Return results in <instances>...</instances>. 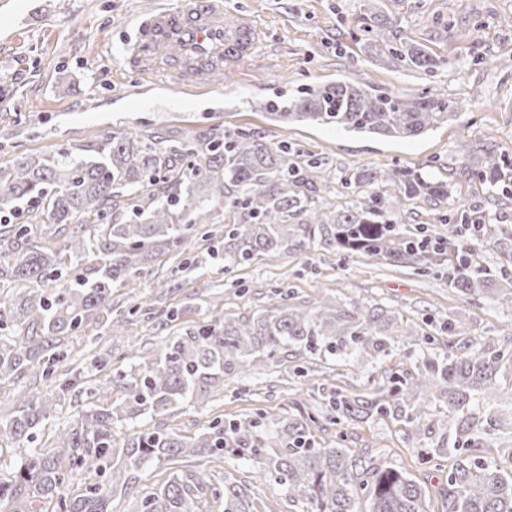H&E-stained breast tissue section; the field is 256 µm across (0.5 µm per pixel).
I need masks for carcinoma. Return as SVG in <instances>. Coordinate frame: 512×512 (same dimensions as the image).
I'll return each mask as SVG.
<instances>
[{
    "instance_id": "obj_1",
    "label": "carcinoma",
    "mask_w": 512,
    "mask_h": 512,
    "mask_svg": "<svg viewBox=\"0 0 512 512\" xmlns=\"http://www.w3.org/2000/svg\"><path fill=\"white\" fill-rule=\"evenodd\" d=\"M377 58L402 68L432 70L440 63L422 44L391 41L393 19L367 0ZM461 101L442 93H379L354 78L339 79L303 92L270 108L272 119L390 140H412L448 122ZM469 179L495 192L512 191L509 151H492ZM340 180L369 188L352 203L336 208L318 204L309 191L316 181ZM407 199L450 201L452 188L420 169L395 166L359 168L341 178L302 165L288 147L274 148L258 137L226 129L157 148L129 132H114L95 154L75 157L25 156L0 167V280L34 283L18 288L0 305V381L27 374L51 378L60 362L61 342L99 319L112 306V288L140 274L144 261L176 251L185 242L182 225L193 224L210 206L229 243L224 262L244 265L293 246L347 257L362 255L376 263L412 267L425 274H448V285L467 302L491 294L512 305V237L500 233L487 211H456L462 224L482 226L480 234L494 244L495 270L479 263L477 251L458 249L457 224L433 234L415 235L402 227L389 188ZM128 196L132 217L112 221ZM72 225L60 248L38 245L33 221ZM89 224L98 225L92 231ZM67 270L74 279L51 293L41 289L50 276ZM395 317L372 304L355 307L348 324L336 320L321 304L313 313L282 305L273 313L189 328L165 349L140 358L133 376L112 374L129 383L120 404H92L76 425L58 436L46 451L32 450L0 481V512H108L110 501L135 489L138 474L151 464H178L188 458H221L228 453L257 467L260 477L288 487L311 512H434L430 492L411 474L389 466H373L341 448L318 446L310 424L316 419L300 410L286 419L264 412L253 418L216 420L204 431L182 436L161 427L139 431L134 423L186 402H200L224 376L242 375L258 362H276L288 347L313 353H336V343L383 351L403 336L418 346L429 340L414 325L399 330ZM512 359V341L490 351L462 346L456 355L428 360L415 373L392 376L372 399L332 397L330 420L336 424L365 420L373 413L392 416L410 427L421 441L417 408L443 402L458 415L456 443L476 446L479 428L474 408L492 386L499 365ZM71 382L56 379L42 393L20 398L15 414L0 418V444L27 445ZM126 429L118 445L112 429ZM76 473L102 481L66 496L61 489ZM444 512H512V467L482 464L457 455L440 489ZM138 512H256L249 486L217 485L203 472L180 469L167 481L139 495Z\"/></svg>"
}]
</instances>
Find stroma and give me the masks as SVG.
<instances>
[{"label":"stroma","instance_id":"obj_1","mask_svg":"<svg viewBox=\"0 0 512 512\" xmlns=\"http://www.w3.org/2000/svg\"><path fill=\"white\" fill-rule=\"evenodd\" d=\"M160 0H0V167L22 155H53L65 149L89 155L115 131H129L168 147L190 136L232 128L286 146L340 174L364 166H431L455 184L454 204L423 199L401 203L406 227H441L451 207L492 206L485 187L459 173L461 164L483 163L486 151L512 149V28L498 26L512 14V0H378L396 18L393 37L407 38L441 56L432 72L408 71L376 62L355 40L366 25L364 0H227L248 15L259 31L254 56L216 73L209 82L178 88L125 70L113 52L132 19ZM482 64L468 65V58ZM352 77L384 93L441 91L463 97L478 90L472 105L448 124L411 141L366 137L330 126L271 120L267 103L285 100L336 79ZM289 290L282 300L281 290ZM155 300L152 316H138L139 342L153 350L185 329L223 317H252L281 304L307 313L328 304L352 313L368 302L395 313L431 337L411 346L396 337L386 351L355 355L312 354L295 346L280 361L260 364L244 379L217 384L207 399L156 416L154 425L194 435L215 419L240 418L263 409L288 416L297 405L326 407L331 393L367 399L396 373L412 372L429 357L456 354L467 342L491 348L512 340V308L493 300L469 304L445 277L409 267L350 259L319 250L288 249L260 256L233 269L224 267V227L195 224L178 252L147 263L133 281L112 292V308L79 335L66 340L59 374L71 390L43 424L39 448L51 447L72 425L91 394L118 404L126 389L107 387L114 371L129 369L133 356L126 337L105 334L140 298ZM458 319V334L448 333ZM512 413V362L497 372L477 420L488 435L469 449L471 458L507 464L512 433L491 426ZM426 434L407 442L405 422L376 414L348 425L323 424L314 431L322 447L342 446L353 455L407 472L427 489L440 488L452 463L455 414L443 404L420 408Z\"/></svg>","mask_w":512,"mask_h":512}]
</instances>
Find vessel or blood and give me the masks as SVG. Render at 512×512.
<instances>
[{
	"mask_svg": "<svg viewBox=\"0 0 512 512\" xmlns=\"http://www.w3.org/2000/svg\"><path fill=\"white\" fill-rule=\"evenodd\" d=\"M257 42L253 25L224 0H176L137 18L118 60L176 86L198 84L253 55Z\"/></svg>",
	"mask_w": 512,
	"mask_h": 512,
	"instance_id": "1",
	"label": "vessel or blood"
}]
</instances>
